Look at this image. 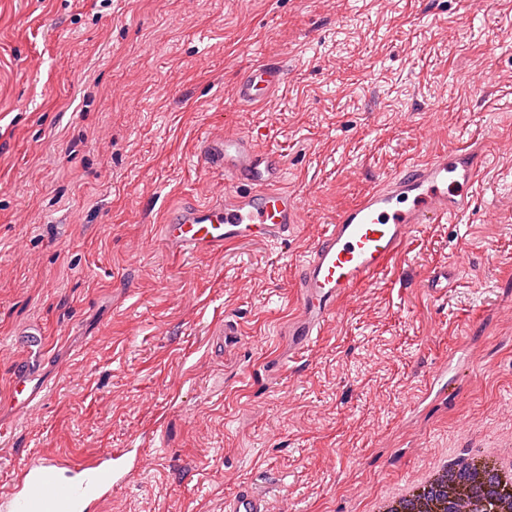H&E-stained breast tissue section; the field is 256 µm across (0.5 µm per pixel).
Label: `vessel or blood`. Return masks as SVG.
<instances>
[{
	"mask_svg": "<svg viewBox=\"0 0 512 512\" xmlns=\"http://www.w3.org/2000/svg\"><path fill=\"white\" fill-rule=\"evenodd\" d=\"M288 79L282 58L257 62L241 71L235 107L267 103ZM197 160L224 176L220 198L183 203L161 224L162 240L176 255L212 254L247 240L282 244L295 237L303 202L284 187L285 167L266 146L262 133L228 132L201 140ZM480 175L471 143L443 149L401 166L357 202L341 210L319 241L306 250L295 277L296 312L289 318L290 353H298L320 336L338 315L352 289L386 270L403 245L424 224L454 222L470 206ZM210 346L221 352L243 342L245 332L234 319L215 321ZM440 367L426 383L423 398L457 393ZM45 390L32 366L21 365L12 395L22 413L34 411ZM75 479L65 480L54 457L28 458L7 491L0 512H89L94 502L109 499L129 474L122 450L73 463ZM224 512H267L264 494L252 487L224 504Z\"/></svg>",
	"mask_w": 512,
	"mask_h": 512,
	"instance_id": "vessel-or-blood-1",
	"label": "vessel or blood"
}]
</instances>
